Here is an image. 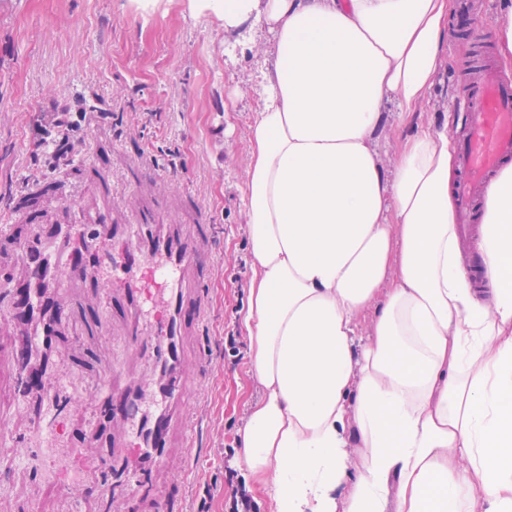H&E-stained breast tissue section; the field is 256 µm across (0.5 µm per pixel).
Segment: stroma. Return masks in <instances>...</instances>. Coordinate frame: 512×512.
Here are the masks:
<instances>
[{
    "label": "stroma",
    "mask_w": 512,
    "mask_h": 512,
    "mask_svg": "<svg viewBox=\"0 0 512 512\" xmlns=\"http://www.w3.org/2000/svg\"><path fill=\"white\" fill-rule=\"evenodd\" d=\"M238 40L235 53L225 55L223 28L191 14L182 0H159L149 12L130 0H0V210L14 211L21 224L51 221V213H30L19 200L64 176L67 200L78 206L98 170L108 174L113 192L128 196L138 187L191 196L207 213L210 310L185 338L196 440L191 449H171L166 469L152 477L163 487L170 473H181L189 512H226L224 476L237 469L236 431L259 394L248 374L249 338L239 326L251 274L243 188L261 103L256 76L272 63V35L259 23ZM477 43L495 70L512 76L492 31L467 39L449 34L442 69L413 124L461 138L465 115L454 104ZM87 99L97 111H84ZM81 111L86 120L70 133L73 169L65 174L37 148L39 130ZM141 169L159 182L137 183ZM97 322L95 310L73 305L45 361L89 380L108 359L122 360L125 383L149 382V370L130 360L122 337L100 335ZM231 335L236 356L224 343ZM32 483L0 467V512H30Z\"/></svg>",
    "instance_id": "stroma-1"
}]
</instances>
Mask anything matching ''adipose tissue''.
I'll list each match as a JSON object with an SVG mask.
<instances>
[{
    "mask_svg": "<svg viewBox=\"0 0 512 512\" xmlns=\"http://www.w3.org/2000/svg\"><path fill=\"white\" fill-rule=\"evenodd\" d=\"M186 4L274 35L245 189L248 491L274 512H512V165L485 190L475 288L453 142L416 126L389 173L374 143L387 101L404 123L434 86L455 0Z\"/></svg>",
    "mask_w": 512,
    "mask_h": 512,
    "instance_id": "1",
    "label": "adipose tissue"
}]
</instances>
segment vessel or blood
Wrapping results in <instances>:
<instances>
[{
  "instance_id": "1",
  "label": "vessel or blood",
  "mask_w": 512,
  "mask_h": 512,
  "mask_svg": "<svg viewBox=\"0 0 512 512\" xmlns=\"http://www.w3.org/2000/svg\"><path fill=\"white\" fill-rule=\"evenodd\" d=\"M456 105L468 115L459 153L456 188L461 233L471 236V205L484 194L493 175L512 163V80L478 70ZM177 220L165 221V208L153 201L128 206L99 188L79 215L51 225H26L16 234L9 216H0V329L30 317L32 301L25 289L42 285V301L63 300L69 280L85 288L110 282L111 298L100 301V330L110 333L112 316L131 313V345L153 366L159 385L151 401L133 397L130 387L112 388L108 379L90 389L93 405L85 418L83 442L64 448L57 435L69 413V393L77 377L68 371L47 376L41 385L30 383L31 357L41 347L35 338L24 349L0 351V374L13 383L18 408L35 398L41 410L26 433L11 431L0 421V455L17 468L34 473L35 492L52 487L60 512H75L77 493L85 482L106 486L115 466H122L123 484L150 490L155 512H183L172 495L151 488L153 472L174 443L176 416L188 399L189 385L181 373L182 338L189 321H204L205 298L187 301L202 284L200 272L209 255V224L197 202L176 198ZM117 424L111 438L100 434L102 414Z\"/></svg>"
}]
</instances>
